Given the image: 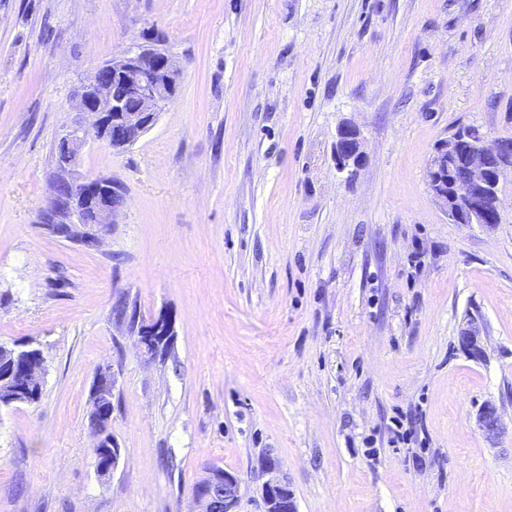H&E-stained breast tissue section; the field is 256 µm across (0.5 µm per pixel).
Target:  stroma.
Listing matches in <instances>:
<instances>
[{
  "mask_svg": "<svg viewBox=\"0 0 512 512\" xmlns=\"http://www.w3.org/2000/svg\"><path fill=\"white\" fill-rule=\"evenodd\" d=\"M138 47L178 95L127 150L83 148L125 204L98 246L61 240L39 222L55 143L93 69ZM467 126L512 136V0H0V345L44 360L39 402L0 411V512H199L211 467L262 512L268 454L298 512H512V174L492 226L427 184ZM120 299L171 317L163 354ZM363 140L361 131L355 126L345 124L338 128L333 155L340 172L354 174L362 166L365 159ZM115 386L114 375L109 370H101L95 377V381L92 385L91 401H92V412L91 415L100 414L102 430H100L99 422L93 417L90 418V426L94 432H98L96 435L95 448L98 449V453L102 454L97 459L96 469L99 475L108 476L117 468L120 459V448L116 442L112 440V407L108 406L106 399L108 396L105 391L107 388ZM104 458L105 460L98 464V461ZM477 423L484 438L495 445L504 433V422L499 408L493 402H487L477 414Z\"/></svg>",
  "mask_w": 512,
  "mask_h": 512,
  "instance_id": "stroma-1",
  "label": "stroma"
}]
</instances>
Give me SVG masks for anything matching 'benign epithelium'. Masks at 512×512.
<instances>
[{"label":"benign epithelium","mask_w":512,"mask_h":512,"mask_svg":"<svg viewBox=\"0 0 512 512\" xmlns=\"http://www.w3.org/2000/svg\"><path fill=\"white\" fill-rule=\"evenodd\" d=\"M119 83L124 95L110 93L107 82ZM179 71L171 58L158 49H137L100 66L86 79L78 93V111L85 122L63 127L58 141L64 157L58 162L52 194L41 210L40 224L54 236L80 245L97 244L98 230L107 226L119 209V192L112 180L87 177L79 173L81 149L89 142L103 143L114 151L133 145L156 122L161 112L176 97ZM336 167L355 173L363 164L365 152L359 128H338L333 147ZM512 173V137H501L493 146L485 137L466 134L452 136L437 144L429 161L427 182L434 198L456 224H484L497 211L504 175ZM80 226L92 230L81 232ZM171 322L164 314L134 325L133 333L143 353L150 355L171 335ZM460 342L472 355L479 353V335L469 323L461 330ZM39 351H27L24 371L28 388L43 385ZM115 386L114 375L101 370L92 385V414L101 415L102 430L96 447L104 461L97 465L101 476L117 468L120 448L112 440V407L106 403V389ZM477 423L487 442L494 445L504 433L499 408L486 403L477 414ZM262 472L269 475L263 484V512H298L288 481L279 463L266 455ZM238 478L211 468L193 491L200 512H234L239 499Z\"/></svg>","instance_id":"obj_1"}]
</instances>
